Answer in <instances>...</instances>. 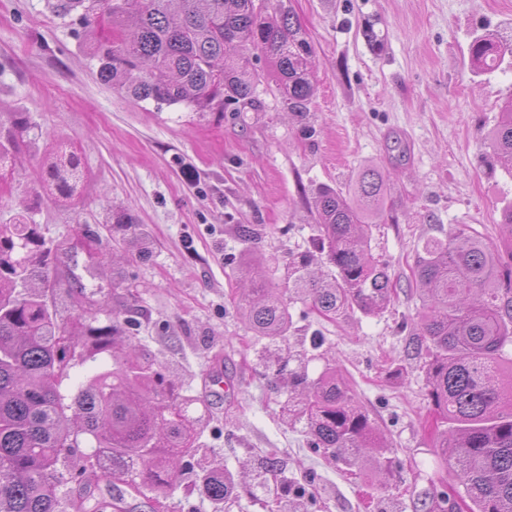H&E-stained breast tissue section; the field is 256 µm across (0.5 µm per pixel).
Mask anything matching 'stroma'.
I'll use <instances>...</instances> for the list:
<instances>
[{"instance_id": "obj_1", "label": "stroma", "mask_w": 512, "mask_h": 512, "mask_svg": "<svg viewBox=\"0 0 512 512\" xmlns=\"http://www.w3.org/2000/svg\"><path fill=\"white\" fill-rule=\"evenodd\" d=\"M315 52L307 118L284 110L261 84L259 110L199 113L126 98L97 77L77 16L46 0H0V136L27 116L36 137L20 147L32 182L49 143L84 162L77 203L0 184V223L21 204L50 244H63L48 303L59 321L77 313L78 285L102 288L108 309L140 322L137 359L175 393L201 397L214 359L239 384L234 403H210L192 463L169 512H416L418 497L460 486L434 454L448 427L427 396L415 346L420 292L412 270L422 240L466 228L512 252L502 223L512 171L492 155L488 131L512 96V0H290ZM493 34L510 46L493 72L471 68L470 43ZM365 166L387 174V212L371 227L372 255L396 295L374 316L347 309L327 319L292 300L286 339L253 336L236 304L240 265L281 287L292 252L318 235L317 188H347ZM124 212L145 239L114 224ZM255 230L243 236L242 226ZM106 258L87 271L89 251ZM315 380L328 359L386 448L344 461L312 447L285 420L290 388L272 362ZM246 470L224 502L195 491L212 470Z\"/></svg>"}]
</instances>
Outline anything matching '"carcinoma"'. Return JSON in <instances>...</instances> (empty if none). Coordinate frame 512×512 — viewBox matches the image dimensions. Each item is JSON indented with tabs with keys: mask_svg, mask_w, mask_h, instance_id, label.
Returning <instances> with one entry per match:
<instances>
[{
	"mask_svg": "<svg viewBox=\"0 0 512 512\" xmlns=\"http://www.w3.org/2000/svg\"><path fill=\"white\" fill-rule=\"evenodd\" d=\"M58 16L78 14L99 78L156 108L184 104L196 112L257 109L265 79L247 71L249 55L263 54L288 112L305 117L314 95V52L284 0H49ZM500 40L488 35L469 47L472 65L485 71L502 61ZM34 125L16 119L0 139V173L15 174V152ZM493 153L512 165V96L488 133ZM84 168L80 154L53 144L37 182L56 203L76 200ZM320 253L327 274L310 272L313 255L288 262V290L330 318L357 308L376 315L391 303L389 266L369 251L368 227L385 211V177L359 171L351 189L324 185L313 197ZM62 245H47L38 224L18 213L0 224V512H107L123 509L124 492L94 491L120 483L131 495L160 501L181 483L196 443L199 403L163 385L151 366L128 359L96 374L65 402L58 391L71 362L96 360L116 342L135 350V322L114 313L95 326L107 299L76 292L81 313L58 321L47 302ZM420 335L425 346L428 396L452 428L434 448L453 468L473 507L470 512H512V251L505 262L496 247L456 229L429 237L416 252ZM238 304L253 335L285 339L289 303L277 288L252 280ZM74 337L69 346L59 336ZM288 417L304 424L311 443L352 461L375 447L367 416L334 367L309 382L294 377ZM89 445L90 451L81 450ZM74 473L66 477L58 464ZM74 482L79 496L60 492ZM234 478L211 471L200 480L205 495L222 502Z\"/></svg>",
	"mask_w": 512,
	"mask_h": 512,
	"instance_id": "cac0c4a2",
	"label": "carcinoma"
}]
</instances>
